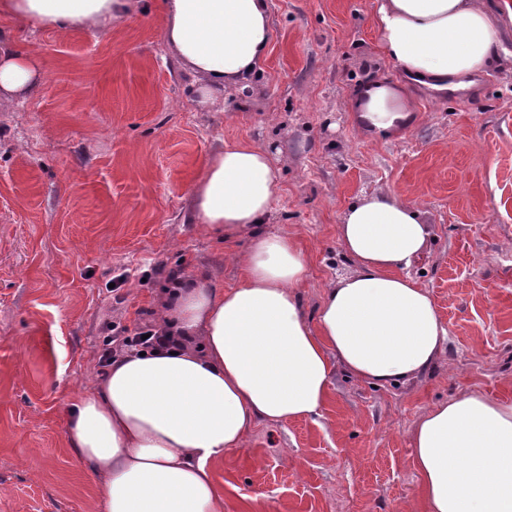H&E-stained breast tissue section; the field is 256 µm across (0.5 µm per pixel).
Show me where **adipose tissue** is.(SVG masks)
I'll use <instances>...</instances> for the list:
<instances>
[{
	"label": "adipose tissue",
	"mask_w": 512,
	"mask_h": 512,
	"mask_svg": "<svg viewBox=\"0 0 512 512\" xmlns=\"http://www.w3.org/2000/svg\"><path fill=\"white\" fill-rule=\"evenodd\" d=\"M143 0H0V16L58 33L96 29ZM164 33L203 84L248 89L270 37L267 0H163ZM379 46L412 82L463 88L501 48L500 21L481 0H382ZM30 48L0 32V97L38 91ZM384 136L409 117L385 81L357 104ZM264 148L225 145L191 191L192 220L231 239L245 233L243 276L233 288L176 279L157 303V328L178 349L113 361L80 395L67 439L100 478L101 512H224L211 472L262 422L319 415L337 369L362 384L417 380L447 336L411 268L431 235L419 205L386 191L342 212L337 241L353 265L324 289L315 317L299 289L307 263L296 242L262 231L280 183ZM421 512H512V402L470 391L428 408L411 437Z\"/></svg>",
	"instance_id": "adipose-tissue-1"
}]
</instances>
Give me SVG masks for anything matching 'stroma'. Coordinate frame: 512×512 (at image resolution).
<instances>
[{
  "mask_svg": "<svg viewBox=\"0 0 512 512\" xmlns=\"http://www.w3.org/2000/svg\"><path fill=\"white\" fill-rule=\"evenodd\" d=\"M150 3L64 35L0 17L46 74L38 92L0 106V512H89L100 482L67 429L73 398L100 378L110 324L155 312L173 277L239 282L246 238L191 220V189L225 143L281 161L265 228L303 251L309 313L351 268L336 238L350 203L383 190L422 207L432 235L411 272L448 341L413 383L373 387L340 370L320 417L258 424L213 466L224 512H419L420 415L471 390L512 402V21L508 55L469 87L437 92L380 52V0H267L259 74L202 109L200 80ZM381 79L404 88L414 115L383 137L353 110ZM122 272L119 303L110 283Z\"/></svg>",
  "mask_w": 512,
  "mask_h": 512,
  "instance_id": "35a3bbf8",
  "label": "stroma"
}]
</instances>
